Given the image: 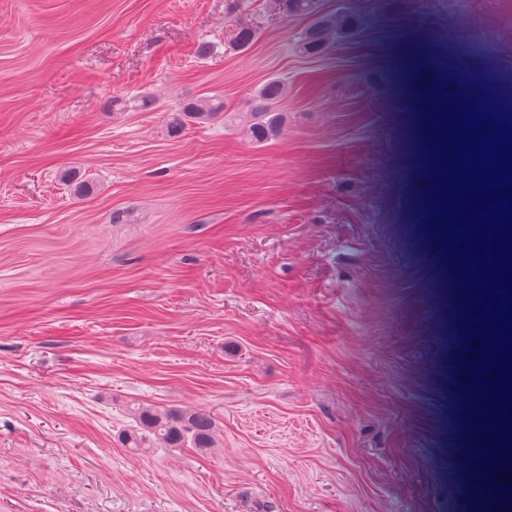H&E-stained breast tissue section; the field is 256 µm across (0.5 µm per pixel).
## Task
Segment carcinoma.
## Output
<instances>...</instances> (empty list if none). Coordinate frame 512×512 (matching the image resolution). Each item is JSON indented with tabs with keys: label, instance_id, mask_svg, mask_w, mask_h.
<instances>
[{
	"label": "carcinoma",
	"instance_id": "cac0c4a2",
	"mask_svg": "<svg viewBox=\"0 0 512 512\" xmlns=\"http://www.w3.org/2000/svg\"><path fill=\"white\" fill-rule=\"evenodd\" d=\"M268 11L273 15L291 14L313 18L310 25L297 39L296 50L305 56L322 54L335 36L350 23L348 9L341 6L336 13L317 18L321 0H266ZM243 0H226L227 14L234 17L229 27V43L237 49H245L258 35L257 23L246 20L238 13ZM287 83L272 79L259 88L253 96L246 136L255 142H263L278 135L282 130V114L278 104L284 98ZM224 112V101L218 97L189 100L183 104L179 116L173 119V130L180 129L185 121L203 122ZM133 424L121 434V443L138 453H151L156 448H180L189 446L201 453H211L218 448V427L214 417L193 409L160 408L138 404L130 410Z\"/></svg>",
	"mask_w": 512,
	"mask_h": 512
}]
</instances>
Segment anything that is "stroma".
Segmentation results:
<instances>
[{"label": "stroma", "mask_w": 512, "mask_h": 512, "mask_svg": "<svg viewBox=\"0 0 512 512\" xmlns=\"http://www.w3.org/2000/svg\"><path fill=\"white\" fill-rule=\"evenodd\" d=\"M244 8L241 51L225 0H0V512H461L417 86L511 105L512 0H356L314 57L308 20ZM206 96L225 117L170 132ZM136 403L213 414L220 448L132 453ZM227 14L237 17L229 27V43L237 49H245L253 43L258 35L259 26L251 20L238 17L243 0H225ZM287 83L283 79H272L259 88L253 96L246 136L255 142H263L278 135L282 130V114L278 104L284 98Z\"/></svg>", "instance_id": "stroma-1"}]
</instances>
